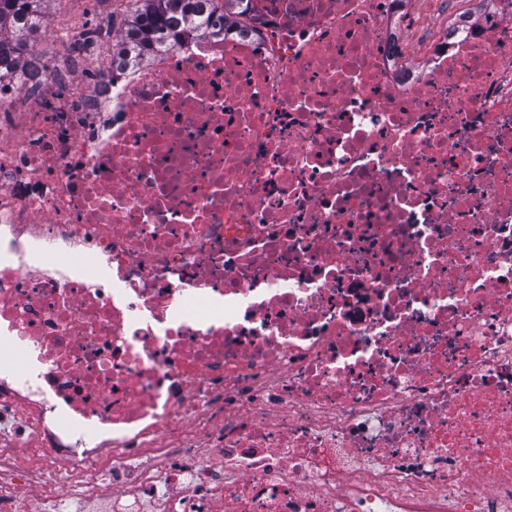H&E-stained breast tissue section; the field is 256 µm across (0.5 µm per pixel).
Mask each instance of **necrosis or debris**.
<instances>
[{
    "mask_svg": "<svg viewBox=\"0 0 512 512\" xmlns=\"http://www.w3.org/2000/svg\"><path fill=\"white\" fill-rule=\"evenodd\" d=\"M0 83V512H512V0H241Z\"/></svg>",
    "mask_w": 512,
    "mask_h": 512,
    "instance_id": "1",
    "label": "necrosis or debris"
}]
</instances>
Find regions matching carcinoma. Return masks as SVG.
Listing matches in <instances>:
<instances>
[{
  "mask_svg": "<svg viewBox=\"0 0 512 512\" xmlns=\"http://www.w3.org/2000/svg\"><path fill=\"white\" fill-rule=\"evenodd\" d=\"M135 10L116 41L120 51L134 58L146 49L168 45L177 31H207L212 20L233 13L240 0H135ZM45 0H0V79L13 78L27 63L25 34L46 25Z\"/></svg>",
  "mask_w": 512,
  "mask_h": 512,
  "instance_id": "1",
  "label": "carcinoma"
}]
</instances>
